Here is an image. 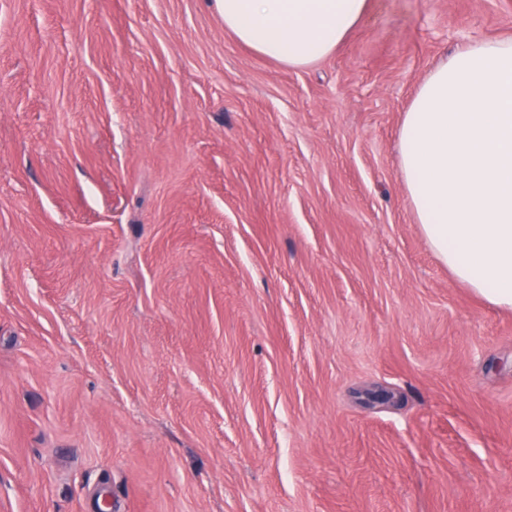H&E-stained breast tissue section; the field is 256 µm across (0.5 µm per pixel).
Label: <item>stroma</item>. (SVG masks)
<instances>
[{"mask_svg": "<svg viewBox=\"0 0 512 512\" xmlns=\"http://www.w3.org/2000/svg\"><path fill=\"white\" fill-rule=\"evenodd\" d=\"M512 0H371L306 68L213 0H0V512H512V311L397 150Z\"/></svg>", "mask_w": 512, "mask_h": 512, "instance_id": "stroma-1", "label": "stroma"}]
</instances>
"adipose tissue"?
Returning <instances> with one entry per match:
<instances>
[{"instance_id":"obj_1","label":"adipose tissue","mask_w":512,"mask_h":512,"mask_svg":"<svg viewBox=\"0 0 512 512\" xmlns=\"http://www.w3.org/2000/svg\"><path fill=\"white\" fill-rule=\"evenodd\" d=\"M369 0H214L259 55L306 67L359 26ZM400 169L416 221L458 282L512 310V38L470 42L437 65L406 110Z\"/></svg>"}]
</instances>
